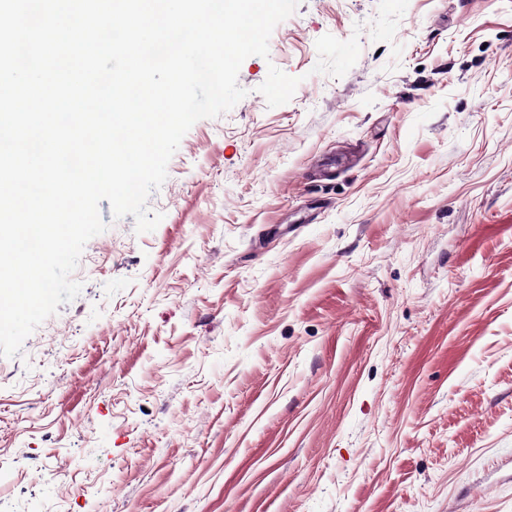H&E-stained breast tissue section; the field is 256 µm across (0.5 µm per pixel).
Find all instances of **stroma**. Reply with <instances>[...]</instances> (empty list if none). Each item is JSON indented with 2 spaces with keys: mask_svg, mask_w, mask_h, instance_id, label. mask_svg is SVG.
<instances>
[{
  "mask_svg": "<svg viewBox=\"0 0 512 512\" xmlns=\"http://www.w3.org/2000/svg\"><path fill=\"white\" fill-rule=\"evenodd\" d=\"M327 33L359 38L340 78ZM238 83L159 225L101 201L81 293L0 357V496L512 512V0H300Z\"/></svg>",
  "mask_w": 512,
  "mask_h": 512,
  "instance_id": "1",
  "label": "stroma"
}]
</instances>
